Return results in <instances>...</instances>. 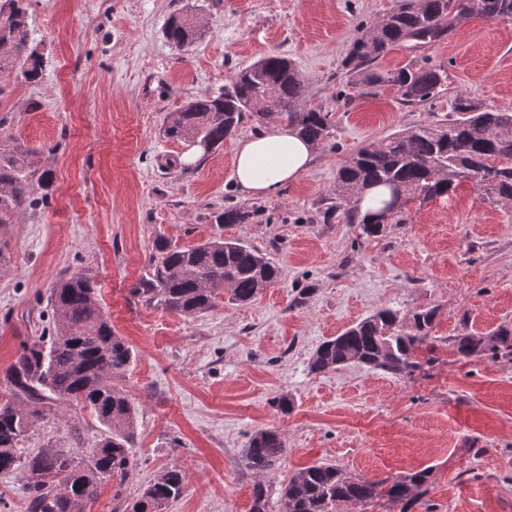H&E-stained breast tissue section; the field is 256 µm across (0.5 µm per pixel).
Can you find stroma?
Returning <instances> with one entry per match:
<instances>
[{
    "label": "stroma",
    "instance_id": "obj_1",
    "mask_svg": "<svg viewBox=\"0 0 512 512\" xmlns=\"http://www.w3.org/2000/svg\"><path fill=\"white\" fill-rule=\"evenodd\" d=\"M396 2L27 0L45 67L34 84L0 81V116L54 180L44 206L0 231L12 252L0 275V403L10 398L3 374L41 336L56 282L91 272L113 330L135 354L118 384L138 416L136 467L123 486L103 483L87 512H124L174 465L187 484L168 512H249L256 478L243 454L265 428L282 432L288 448L265 478L271 494L320 461L370 481L425 468L427 491L411 512H512L511 361L464 362L442 348L431 369L404 378L354 362L320 373L309 365L320 343L384 307H438L434 333L444 338L512 325V204L465 181L451 196L410 204L405 223L370 239L325 212L354 152L444 119L456 94L512 111V20L479 16L418 54L397 49L378 61L442 67V97L407 106L390 87L340 96L360 24ZM186 12L204 35L180 52L164 29ZM270 54L293 59L308 104L333 114L313 166L271 195L243 197L231 179L234 151L258 129L245 121L199 167L168 168L187 149L163 137L166 117ZM229 205L251 211V221L216 224ZM220 234L273 258L279 283L250 303L194 316L133 296L157 243ZM302 288L312 294L299 304ZM283 396L290 411L277 405ZM102 435L88 409L53 401L22 448H91Z\"/></svg>",
    "mask_w": 512,
    "mask_h": 512
}]
</instances>
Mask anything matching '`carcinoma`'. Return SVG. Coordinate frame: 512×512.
I'll return each mask as SVG.
<instances>
[{
  "instance_id": "obj_1",
  "label": "carcinoma",
  "mask_w": 512,
  "mask_h": 512,
  "mask_svg": "<svg viewBox=\"0 0 512 512\" xmlns=\"http://www.w3.org/2000/svg\"><path fill=\"white\" fill-rule=\"evenodd\" d=\"M478 15L512 20V0H399L376 24L361 30L345 60L348 84L360 95L391 86L408 105L432 102L444 91L448 73L437 66L411 63L382 70L376 60L395 48L425 50ZM196 20L172 18L164 30L168 44L186 51L200 38ZM43 55L31 37L26 0H0V78L28 84L39 80ZM307 82L287 57L268 55L244 67L221 92L195 97L167 117L164 138L190 145L203 142L205 160L222 147L240 124L276 118L296 128L316 148L325 145L331 113L306 104ZM53 171L38 166L33 153L11 137L0 139V226L15 223L20 212L35 210L48 198ZM465 179L482 194L512 202V112H500L456 95L448 118L399 130L352 154L336 174V200L326 210L356 224L366 237L382 236L390 224L405 223L412 202L421 204L454 192ZM369 187L389 190L372 215L343 203ZM405 201L394 200L396 188ZM250 212L227 206L216 216L220 225L246 224ZM148 277L134 295L167 311L196 315L227 303L247 304L280 279L279 266L240 238L211 237L190 246L164 243L149 264ZM52 326L48 338L22 347L4 378L12 399L0 404V473H19L29 495V512H80L99 485H120L137 460L132 451L137 407L116 384L133 362V350L118 336L99 301L94 277L79 271L60 279L48 297ZM439 315L435 306L411 315L380 309L322 342L311 357L316 372L351 362L394 377L432 367L436 351L451 347L457 359H512V327L502 325L483 335L464 333L445 341L432 335ZM50 400L76 402L89 409L105 434L92 448H42L26 454L21 444ZM288 448L276 429L251 435L245 466L260 478L250 512H271L268 489L261 481L279 466ZM429 471L422 469L378 482L352 476L331 462L299 470L280 494L279 512H337L350 505L357 512H386L401 504L409 512L425 493ZM187 476L173 466L160 471L126 512H167L184 491Z\"/></svg>"
}]
</instances>
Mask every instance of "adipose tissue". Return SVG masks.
<instances>
[{
    "label": "adipose tissue",
    "mask_w": 512,
    "mask_h": 512,
    "mask_svg": "<svg viewBox=\"0 0 512 512\" xmlns=\"http://www.w3.org/2000/svg\"><path fill=\"white\" fill-rule=\"evenodd\" d=\"M316 150L293 127L276 123L238 142L232 178L245 197H263L304 174Z\"/></svg>",
    "instance_id": "adipose-tissue-1"
}]
</instances>
